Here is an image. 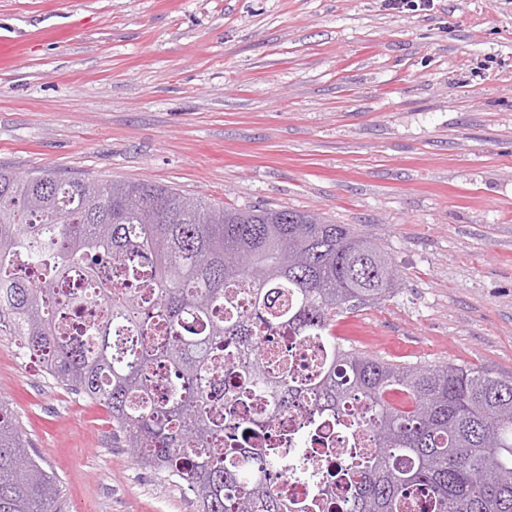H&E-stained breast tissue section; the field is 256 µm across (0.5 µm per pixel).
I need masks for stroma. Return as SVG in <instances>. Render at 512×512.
I'll use <instances>...</instances> for the list:
<instances>
[{
    "instance_id": "1",
    "label": "stroma",
    "mask_w": 512,
    "mask_h": 512,
    "mask_svg": "<svg viewBox=\"0 0 512 512\" xmlns=\"http://www.w3.org/2000/svg\"><path fill=\"white\" fill-rule=\"evenodd\" d=\"M0 35V168L349 225L399 281L337 339L512 377V0H0ZM0 395L62 512H196L5 335ZM28 49V43L20 39L0 38V68L13 66Z\"/></svg>"
}]
</instances>
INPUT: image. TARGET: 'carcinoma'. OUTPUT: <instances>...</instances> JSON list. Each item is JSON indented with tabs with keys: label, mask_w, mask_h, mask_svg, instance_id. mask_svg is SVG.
<instances>
[{
	"label": "carcinoma",
	"mask_w": 512,
	"mask_h": 512,
	"mask_svg": "<svg viewBox=\"0 0 512 512\" xmlns=\"http://www.w3.org/2000/svg\"><path fill=\"white\" fill-rule=\"evenodd\" d=\"M184 200L148 180L0 170V275L13 282L0 332L57 384L105 406L113 435L191 492L197 512H327L336 476L306 499L277 491L267 433L297 409L309 431L356 424L360 407L372 449L344 473L343 512H405L416 489L425 512H512L511 376L390 363L336 341L337 315L393 292L384 250L315 213ZM88 302L98 307L87 334L58 330L55 312ZM281 333L317 346L313 375L298 378L288 354L265 346ZM254 392L266 410L221 414ZM8 405L0 395V512H59L56 480Z\"/></svg>",
	"instance_id": "carcinoma-1"
}]
</instances>
